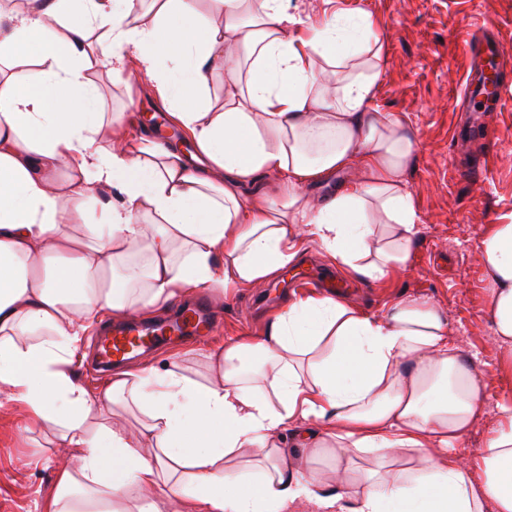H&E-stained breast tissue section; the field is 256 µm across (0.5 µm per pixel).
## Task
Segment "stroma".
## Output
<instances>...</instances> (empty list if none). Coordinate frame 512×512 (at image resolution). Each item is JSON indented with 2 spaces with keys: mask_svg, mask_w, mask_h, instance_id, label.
<instances>
[{
  "mask_svg": "<svg viewBox=\"0 0 512 512\" xmlns=\"http://www.w3.org/2000/svg\"><path fill=\"white\" fill-rule=\"evenodd\" d=\"M296 24L305 35L335 12L371 15L384 44V64L374 106L406 120L419 150L406 172L420 232L408 268L397 275L351 282L350 301L379 312L402 295L423 296L448 318V331L460 351L484 371L486 403L462 440L464 454H477L498 422L496 405L512 401V371H501L489 326L488 279L479 259V245L493 225L512 222V94L501 111L488 118L487 150L492 167L484 180L460 176L459 156H472L477 146L454 153L450 144L462 81L470 61L464 43L481 27L495 31L512 53V0H290ZM102 109L125 112L134 120V134L145 118L163 112L162 103L143 88L120 81L105 68L92 73ZM298 266L274 275L277 291L268 285L212 291L210 301L218 328L208 342L263 335L272 308L295 294L298 270L332 272L336 264L319 246L309 243ZM55 437L51 428L33 427L24 407L0 399V512H37L56 488L53 464Z\"/></svg>",
  "mask_w": 512,
  "mask_h": 512,
  "instance_id": "1",
  "label": "stroma"
}]
</instances>
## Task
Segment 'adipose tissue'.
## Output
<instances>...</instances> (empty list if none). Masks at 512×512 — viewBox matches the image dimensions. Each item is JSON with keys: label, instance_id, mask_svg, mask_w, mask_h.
<instances>
[{"label": "adipose tissue", "instance_id": "adipose-tissue-1", "mask_svg": "<svg viewBox=\"0 0 512 512\" xmlns=\"http://www.w3.org/2000/svg\"><path fill=\"white\" fill-rule=\"evenodd\" d=\"M25 0L0 12V391L51 427L68 464L46 512H512V404L475 456L458 450L484 380L429 300L381 313L327 295L278 310L265 335L115 372L72 366L100 313L141 316L200 288L257 285L314 241L354 278L404 268L419 233L405 182L410 125L373 108L383 46L368 14L294 41L288 0ZM104 37L90 42L91 31ZM146 83L207 159L129 138L90 70ZM224 78V105L203 100ZM353 176L330 197L310 185ZM64 191H57L60 172ZM278 179L280 204L243 186ZM98 207L88 211L89 200ZM490 329L512 370V222L481 243ZM298 427L299 454L285 440Z\"/></svg>", "mask_w": 512, "mask_h": 512}]
</instances>
